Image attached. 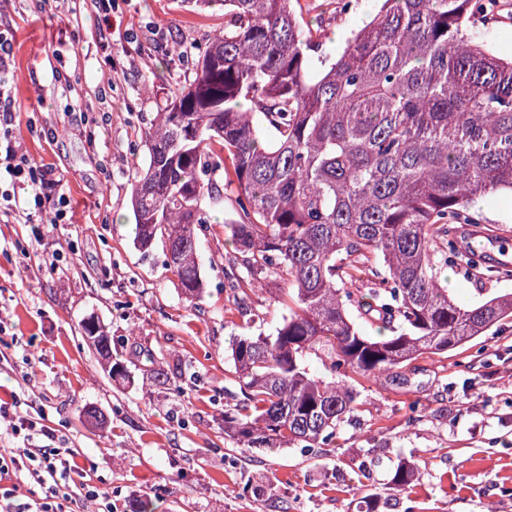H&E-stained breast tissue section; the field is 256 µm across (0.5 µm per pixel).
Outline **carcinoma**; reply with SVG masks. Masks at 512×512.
Masks as SVG:
<instances>
[{"mask_svg": "<svg viewBox=\"0 0 512 512\" xmlns=\"http://www.w3.org/2000/svg\"><path fill=\"white\" fill-rule=\"evenodd\" d=\"M488 1L378 0L330 56L295 0H194L223 4L224 30L145 131L134 244L162 246L193 301L206 288L202 203L232 197V300L244 310L283 284L274 332L229 345L243 400L224 412V433L243 447L326 444L359 418L358 379L400 381L420 356L512 317V293L461 307L439 281L448 265L480 266L459 244L461 226L483 223L471 202L512 194V57L474 33ZM360 319L384 333L365 335ZM83 330L112 358L99 323ZM421 469L398 460L392 489L408 490Z\"/></svg>", "mask_w": 512, "mask_h": 512, "instance_id": "obj_1", "label": "carcinoma"}]
</instances>
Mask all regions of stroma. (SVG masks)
Segmentation results:
<instances>
[{"instance_id": "stroma-1", "label": "stroma", "mask_w": 512, "mask_h": 512, "mask_svg": "<svg viewBox=\"0 0 512 512\" xmlns=\"http://www.w3.org/2000/svg\"><path fill=\"white\" fill-rule=\"evenodd\" d=\"M294 7L323 51L336 53L374 2L340 16L331 0ZM106 21L112 38L103 41ZM223 27V7L197 11L185 0H112L107 15L89 0H0L15 62L13 136L53 168L69 198L63 221L35 215L45 227L39 241L0 215V401L42 416L46 428L31 440L0 436V449H77L96 493L78 512H359L374 492L384 512H512L511 319L447 356L419 357L406 383L359 380V419L330 444L244 448L225 435L224 412L241 393L224 349L232 337L272 332L285 309L266 292L253 295L247 315L229 303L234 252L218 247L229 205L208 209L199 242L206 290L193 303L161 248L134 246L129 205L151 119L191 78L192 47ZM475 32L512 57V0H498ZM474 207L508 246L486 256L481 277L442 271L449 294L471 304L512 292V280L493 274L500 260L512 263V195ZM90 317L111 336L126 377L109 376L83 338ZM89 408L101 422L85 420ZM400 458L425 464L404 492L390 485ZM252 483L263 496L247 493ZM0 489L16 512H38L48 494L24 470Z\"/></svg>"}]
</instances>
